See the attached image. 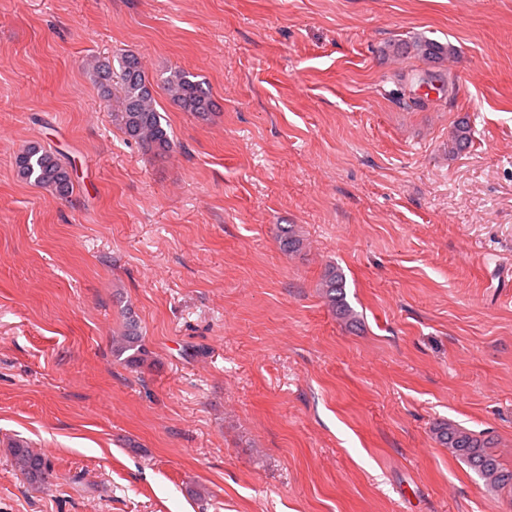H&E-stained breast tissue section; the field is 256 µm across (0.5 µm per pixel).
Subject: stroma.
Wrapping results in <instances>:
<instances>
[{
    "mask_svg": "<svg viewBox=\"0 0 512 512\" xmlns=\"http://www.w3.org/2000/svg\"><path fill=\"white\" fill-rule=\"evenodd\" d=\"M418 38L456 53L385 51ZM128 52L168 153L85 67ZM31 143L68 197L18 176ZM441 423L512 466V0H0V512H512ZM181 70L170 72L164 79V90L167 95L187 112L205 115L215 107L203 83ZM15 167L23 180L58 197L72 193L73 181L67 163L60 155L38 143L25 146L17 154ZM321 288L328 304L335 309L337 315L343 318L353 315V310L346 302V279L341 270L330 268L324 276ZM112 353L119 359L127 354L123 361L132 366H140L147 360L148 350L131 311L127 313L123 333L114 343ZM10 452L14 466L32 487L40 488L57 478L54 466L44 454L20 443L10 446Z\"/></svg>",
    "mask_w": 512,
    "mask_h": 512,
    "instance_id": "35a3bbf8",
    "label": "stroma"
}]
</instances>
